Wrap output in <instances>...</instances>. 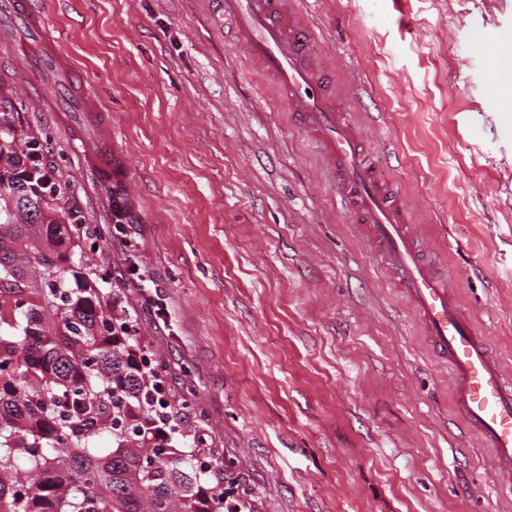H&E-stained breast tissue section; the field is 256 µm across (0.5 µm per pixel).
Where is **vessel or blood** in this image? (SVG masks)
I'll list each match as a JSON object with an SVG mask.
<instances>
[{"label": "vessel or blood", "mask_w": 512, "mask_h": 512, "mask_svg": "<svg viewBox=\"0 0 512 512\" xmlns=\"http://www.w3.org/2000/svg\"><path fill=\"white\" fill-rule=\"evenodd\" d=\"M0 11L40 45L37 55L25 59L27 91L54 111L75 114L77 121L101 130L87 160L99 181L111 185L112 121L97 95L86 85L75 93L67 81L54 88L42 78L49 69L66 78L74 70L47 38V16L16 0H5ZM224 13L237 21L240 45L276 83L295 121L324 158L344 214L410 302L429 351L448 369L457 417L492 449L498 472L512 478V374L505 373L499 351L462 308L444 264L424 245L376 149L330 94L329 73L316 59L315 33L300 0H224Z\"/></svg>", "instance_id": "obj_1"}]
</instances>
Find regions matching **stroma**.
Instances as JSON below:
<instances>
[{
    "label": "stroma",
    "instance_id": "stroma-1",
    "mask_svg": "<svg viewBox=\"0 0 512 512\" xmlns=\"http://www.w3.org/2000/svg\"><path fill=\"white\" fill-rule=\"evenodd\" d=\"M98 93L129 192L100 187L0 30V113L252 512H506L448 372L359 240L222 0H38ZM335 95L512 369V112L488 78L512 0H310Z\"/></svg>",
    "mask_w": 512,
    "mask_h": 512
}]
</instances>
